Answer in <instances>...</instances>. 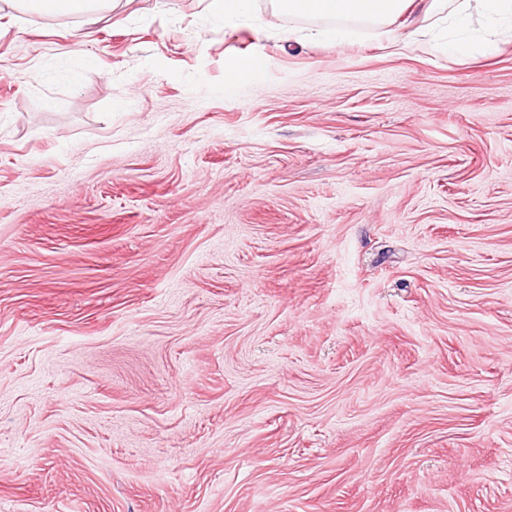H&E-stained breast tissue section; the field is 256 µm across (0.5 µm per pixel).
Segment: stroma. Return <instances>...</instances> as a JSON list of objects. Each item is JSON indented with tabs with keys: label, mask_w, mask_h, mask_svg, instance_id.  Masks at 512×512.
Wrapping results in <instances>:
<instances>
[{
	"label": "stroma",
	"mask_w": 512,
	"mask_h": 512,
	"mask_svg": "<svg viewBox=\"0 0 512 512\" xmlns=\"http://www.w3.org/2000/svg\"><path fill=\"white\" fill-rule=\"evenodd\" d=\"M254 10H0V512H512V38ZM206 9L215 19L224 22V27L235 28L255 22L252 0H208Z\"/></svg>",
	"instance_id": "obj_1"
}]
</instances>
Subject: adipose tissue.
Listing matches in <instances>:
<instances>
[{
	"label": "adipose tissue",
	"instance_id": "1",
	"mask_svg": "<svg viewBox=\"0 0 512 512\" xmlns=\"http://www.w3.org/2000/svg\"><path fill=\"white\" fill-rule=\"evenodd\" d=\"M121 0H12L14 8L37 17L76 16L93 20L100 13L116 9ZM412 0H272L277 15L333 19V28L313 29V36L338 45H347L349 21L385 24L404 14ZM430 8L447 14L449 22L460 31L474 22L488 28L512 26V0H430Z\"/></svg>",
	"mask_w": 512,
	"mask_h": 512
}]
</instances>
